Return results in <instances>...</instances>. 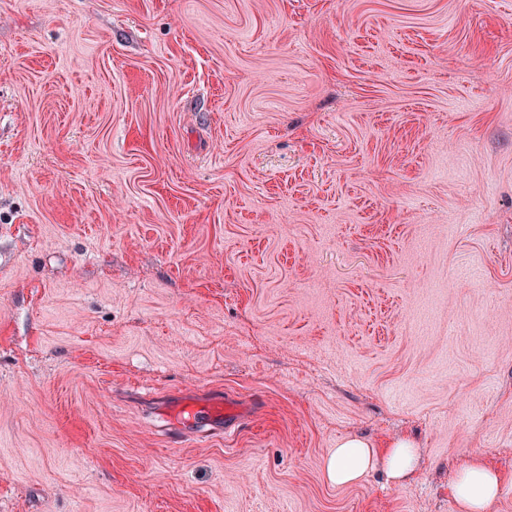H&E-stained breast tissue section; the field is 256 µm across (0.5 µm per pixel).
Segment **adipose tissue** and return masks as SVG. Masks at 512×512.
<instances>
[{
  "label": "adipose tissue",
  "instance_id": "ef3b65f1",
  "mask_svg": "<svg viewBox=\"0 0 512 512\" xmlns=\"http://www.w3.org/2000/svg\"><path fill=\"white\" fill-rule=\"evenodd\" d=\"M418 451L409 441L395 442L378 450L359 438L340 443L324 466L327 480L336 486L361 481L375 469H383L392 480L410 477L418 466ZM501 484L498 472L488 468L481 456H474L456 471L452 491L462 512H487Z\"/></svg>",
  "mask_w": 512,
  "mask_h": 512
}]
</instances>
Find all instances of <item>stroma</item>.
<instances>
[{
    "label": "stroma",
    "mask_w": 512,
    "mask_h": 512,
    "mask_svg": "<svg viewBox=\"0 0 512 512\" xmlns=\"http://www.w3.org/2000/svg\"><path fill=\"white\" fill-rule=\"evenodd\" d=\"M477 454L512 512V0H0V512H461ZM418 451L410 441H396L390 448L378 450L359 438L340 443L325 461L327 480L336 486L358 483L371 471L382 467L391 480L410 477L418 466Z\"/></svg>",
    "instance_id": "35a3bbf8"
}]
</instances>
